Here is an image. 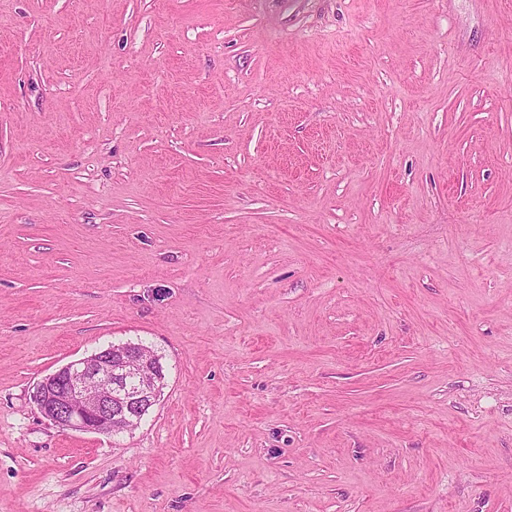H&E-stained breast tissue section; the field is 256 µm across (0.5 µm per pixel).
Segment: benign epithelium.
<instances>
[{
	"instance_id": "obj_1",
	"label": "benign epithelium",
	"mask_w": 512,
	"mask_h": 512,
	"mask_svg": "<svg viewBox=\"0 0 512 512\" xmlns=\"http://www.w3.org/2000/svg\"><path fill=\"white\" fill-rule=\"evenodd\" d=\"M147 352L130 343L72 361L36 384L33 402L63 431H130L160 397L157 369H145Z\"/></svg>"
}]
</instances>
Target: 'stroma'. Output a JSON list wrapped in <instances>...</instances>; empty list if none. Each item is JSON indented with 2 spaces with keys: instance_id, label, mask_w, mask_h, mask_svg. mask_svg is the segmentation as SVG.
<instances>
[{
  "instance_id": "1",
  "label": "stroma",
  "mask_w": 512,
  "mask_h": 512,
  "mask_svg": "<svg viewBox=\"0 0 512 512\" xmlns=\"http://www.w3.org/2000/svg\"><path fill=\"white\" fill-rule=\"evenodd\" d=\"M0 512H512V0H0ZM148 351L156 358L152 350L140 344H126L120 349L111 345L72 361L36 384L33 402L46 420L63 431H130L160 397L157 369H145ZM127 379L136 382L134 391L124 387Z\"/></svg>"
}]
</instances>
